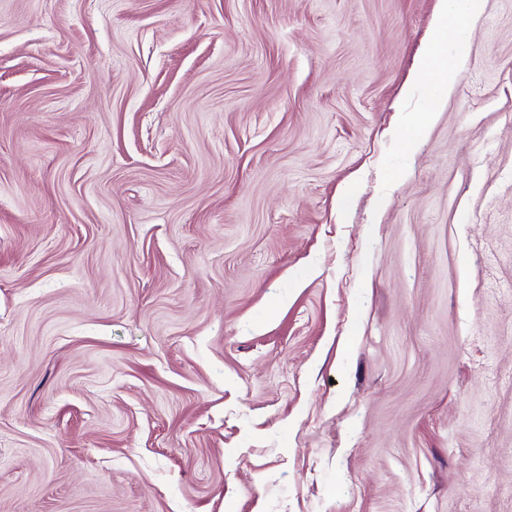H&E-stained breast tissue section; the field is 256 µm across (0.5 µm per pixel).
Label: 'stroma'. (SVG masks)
I'll use <instances>...</instances> for the list:
<instances>
[{
  "label": "stroma",
  "mask_w": 512,
  "mask_h": 512,
  "mask_svg": "<svg viewBox=\"0 0 512 512\" xmlns=\"http://www.w3.org/2000/svg\"><path fill=\"white\" fill-rule=\"evenodd\" d=\"M438 6L0 0V512H512V0L405 151Z\"/></svg>",
  "instance_id": "obj_1"
}]
</instances>
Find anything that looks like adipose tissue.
I'll return each instance as SVG.
<instances>
[{
  "label": "adipose tissue",
  "mask_w": 512,
  "mask_h": 512,
  "mask_svg": "<svg viewBox=\"0 0 512 512\" xmlns=\"http://www.w3.org/2000/svg\"><path fill=\"white\" fill-rule=\"evenodd\" d=\"M481 0H439L432 37L424 51L415 73V82L425 85L428 98L425 111H435L447 98L459 80L464 67V58L447 59L440 52V44L448 35L465 37L471 23L479 16Z\"/></svg>",
  "instance_id": "adipose-tissue-1"
}]
</instances>
